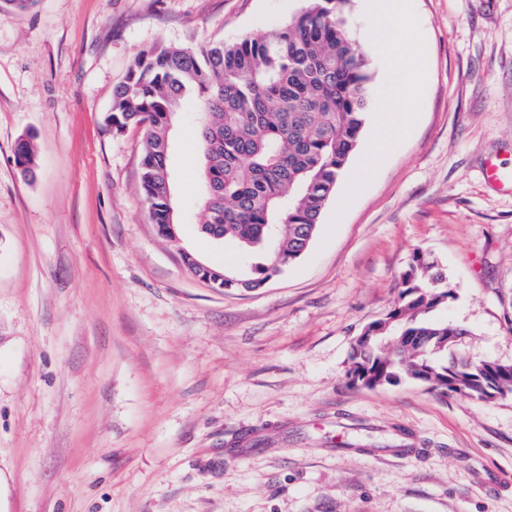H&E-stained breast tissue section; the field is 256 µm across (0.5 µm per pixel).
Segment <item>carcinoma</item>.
I'll return each mask as SVG.
<instances>
[{"label": "carcinoma", "mask_w": 512, "mask_h": 512, "mask_svg": "<svg viewBox=\"0 0 512 512\" xmlns=\"http://www.w3.org/2000/svg\"><path fill=\"white\" fill-rule=\"evenodd\" d=\"M274 33L198 49L155 45L135 57L112 96L116 131L144 129L141 190L159 233L177 223L166 198L165 114L191 102L203 152L201 221L234 241L241 268L217 287L250 291L297 262L355 151L372 103L367 51L349 33L353 0H304ZM16 164L34 166L28 143ZM454 298L423 253L401 276L389 326L354 340L348 383L375 389L419 381L477 402L512 396V363L458 352L463 329L431 314Z\"/></svg>", "instance_id": "carcinoma-1"}]
</instances>
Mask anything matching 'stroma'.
<instances>
[{"label":"stroma","mask_w":512,"mask_h":512,"mask_svg":"<svg viewBox=\"0 0 512 512\" xmlns=\"http://www.w3.org/2000/svg\"><path fill=\"white\" fill-rule=\"evenodd\" d=\"M302 6L0 0V512H512V397L347 382L418 251L466 352L512 363V189L484 177L512 182V0H408L425 79L406 135L372 162L359 143L308 251L255 291L178 254L238 262L200 231L194 107L172 136L177 244L141 195L142 127L107 121L143 50L265 36ZM347 26L383 89L365 0Z\"/></svg>","instance_id":"35a3bbf8"}]
</instances>
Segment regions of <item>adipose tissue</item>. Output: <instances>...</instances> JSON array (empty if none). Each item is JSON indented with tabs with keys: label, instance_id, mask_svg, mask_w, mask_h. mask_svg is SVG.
Masks as SVG:
<instances>
[{
	"label": "adipose tissue",
	"instance_id": "ef3b65f1",
	"mask_svg": "<svg viewBox=\"0 0 512 512\" xmlns=\"http://www.w3.org/2000/svg\"><path fill=\"white\" fill-rule=\"evenodd\" d=\"M367 14L370 28L377 36L379 55L395 76L385 95V116L373 128L369 156L374 159L384 154L405 132L410 105L423 76L416 59L423 56L424 49L422 45H415L409 57L401 51L411 21L406 0H368Z\"/></svg>",
	"mask_w": 512,
	"mask_h": 512
}]
</instances>
